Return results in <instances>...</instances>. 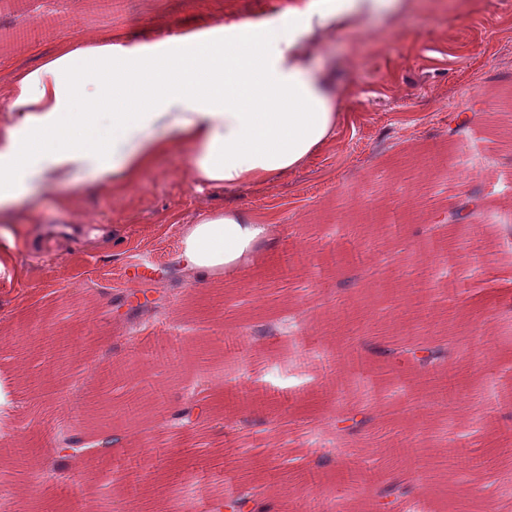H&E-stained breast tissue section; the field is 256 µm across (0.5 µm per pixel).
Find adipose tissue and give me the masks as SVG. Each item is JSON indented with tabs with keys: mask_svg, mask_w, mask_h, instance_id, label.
<instances>
[{
	"mask_svg": "<svg viewBox=\"0 0 512 512\" xmlns=\"http://www.w3.org/2000/svg\"><path fill=\"white\" fill-rule=\"evenodd\" d=\"M402 0H294L273 19L217 22L139 41L66 38L16 71L0 129V222L31 190L76 173L134 180L173 148L198 186L237 190L300 167L333 135L336 84L321 45ZM273 242L241 207L202 215L184 239L190 271L238 275Z\"/></svg>",
	"mask_w": 512,
	"mask_h": 512,
	"instance_id": "ef3b65f1",
	"label": "adipose tissue"
}]
</instances>
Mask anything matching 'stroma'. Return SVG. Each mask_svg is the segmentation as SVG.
Listing matches in <instances>:
<instances>
[{"label":"stroma","mask_w":512,"mask_h":512,"mask_svg":"<svg viewBox=\"0 0 512 512\" xmlns=\"http://www.w3.org/2000/svg\"><path fill=\"white\" fill-rule=\"evenodd\" d=\"M292 0H0V61L22 68L29 44L50 54L64 38L157 36L182 24L274 17ZM323 55L336 68L340 116L332 139L304 165L261 186L197 188L186 150L158 158L123 184L97 186L89 172L46 196L21 200L0 222V497L37 485L61 430L47 406L69 378L50 343L82 348L77 365L112 375L111 414L77 431L96 462L76 466L62 489L45 492L51 512H77L95 498L106 512H171L175 501L206 502L263 470L279 494L274 512H341L393 473L464 462L487 484L468 512H512L496 479L512 469L505 424L512 415V344L486 325L512 305V0H408L405 13L339 32ZM468 192L483 207V232L444 236L428 258L423 228ZM240 206L273 222L276 241L237 278H200L178 254L197 219ZM378 265L380 290L342 261L350 238ZM152 278L164 305L151 334L123 343L136 305L131 288ZM306 308L303 344L255 346L246 322ZM454 323L490 339L489 359L466 352L451 372L455 394L437 390L402 361L388 376L416 381L390 400L378 430L359 443V481L317 471L325 437L313 417L359 395L341 386L363 340L388 335L391 319ZM184 380L210 376L199 426L175 431ZM149 442L129 464L114 437ZM112 440V449L103 441ZM459 485L420 482L416 505L393 512H455Z\"/></svg>","instance_id":"stroma-1"}]
</instances>
